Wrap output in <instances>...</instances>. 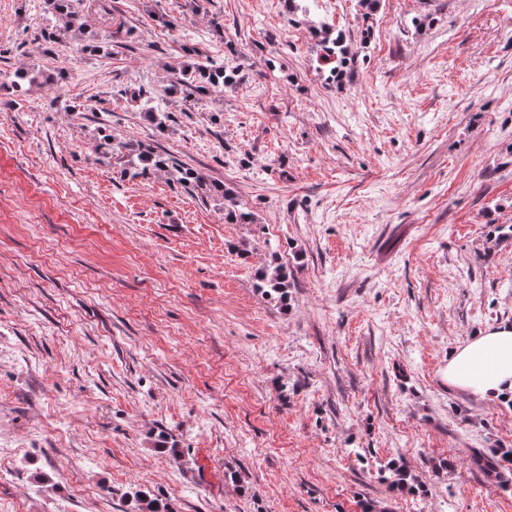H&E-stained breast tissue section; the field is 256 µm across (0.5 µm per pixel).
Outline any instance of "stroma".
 Instances as JSON below:
<instances>
[{
	"label": "stroma",
	"mask_w": 512,
	"mask_h": 512,
	"mask_svg": "<svg viewBox=\"0 0 512 512\" xmlns=\"http://www.w3.org/2000/svg\"><path fill=\"white\" fill-rule=\"evenodd\" d=\"M321 11L339 83L286 0H82L38 51L51 14L0 0V512H512L472 462L512 448V405L444 376L512 323V0ZM215 55L236 87L129 105ZM98 133L254 223L96 162ZM309 27L313 36L318 37L323 46V58L326 63H336V66L329 70V78L335 82L341 79L347 68L355 63V54L351 52L346 34L337 30L336 32L326 22L319 23L309 20ZM97 147L99 157L107 159L109 163L114 159L134 169L133 177H141L151 169H168L177 183L193 191L202 202H207L209 199L219 202L218 204L224 211L225 220L231 224H251L255 221L253 213L245 211L235 194L224 188V184L209 182L193 169L181 167L171 158L155 152L150 145L137 144L135 146L105 136L103 142L97 143ZM99 157L95 160L101 161ZM288 273L280 267H266L260 273L259 288H266L265 295L270 298L278 299L280 302L286 301L288 297V288H290V281L288 280ZM386 475L382 477L389 487L401 493L413 491L418 483L417 477L404 463L390 461L385 466Z\"/></svg>",
	"instance_id": "1"
}]
</instances>
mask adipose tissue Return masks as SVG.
<instances>
[{"label":"adipose tissue","mask_w":512,"mask_h":512,"mask_svg":"<svg viewBox=\"0 0 512 512\" xmlns=\"http://www.w3.org/2000/svg\"><path fill=\"white\" fill-rule=\"evenodd\" d=\"M449 384L489 401L512 399V324L487 328L448 357Z\"/></svg>","instance_id":"ef3b65f1"}]
</instances>
